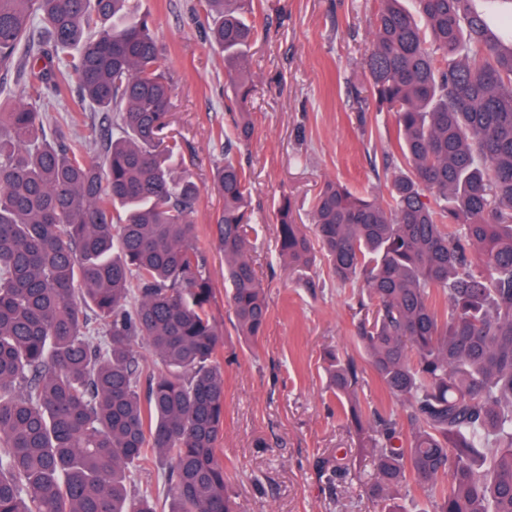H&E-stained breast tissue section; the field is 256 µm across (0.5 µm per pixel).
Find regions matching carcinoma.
<instances>
[{
	"instance_id": "cac0c4a2",
	"label": "carcinoma",
	"mask_w": 512,
	"mask_h": 512,
	"mask_svg": "<svg viewBox=\"0 0 512 512\" xmlns=\"http://www.w3.org/2000/svg\"><path fill=\"white\" fill-rule=\"evenodd\" d=\"M380 2L364 67L396 119L388 199L326 180L308 228L285 197L278 253L293 274L323 263L367 295L356 341L409 410L406 430L353 412L381 512H512V0ZM201 7L242 107L253 0ZM0 71L17 73L0 88V512H235L201 236L224 256L237 336L257 344L270 311L232 141L217 132L222 207L203 232L138 0H0ZM72 94L112 130L76 140L47 124ZM329 376L337 396L359 384L336 355ZM152 467L161 511L139 479ZM412 482L421 497H393Z\"/></svg>"
}]
</instances>
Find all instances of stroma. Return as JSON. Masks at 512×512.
<instances>
[{"label": "stroma", "mask_w": 512, "mask_h": 512, "mask_svg": "<svg viewBox=\"0 0 512 512\" xmlns=\"http://www.w3.org/2000/svg\"><path fill=\"white\" fill-rule=\"evenodd\" d=\"M200 0H140L165 48L173 84L170 121L183 144L187 168L202 189L193 218L212 224L221 206L211 193L213 169L224 161L217 131L233 134L238 111L224 106V60L197 19ZM378 0H261L248 62L254 91L253 123L237 146L246 173L252 224L250 255L270 308L256 348L236 336L231 305L217 296L214 315L224 349L237 359L224 368V457L238 512H377L359 476L373 472L370 449L349 428L347 403L327 388L329 354L354 359L363 408L407 411L385 390L355 340L359 298L311 272L304 287L276 255L282 196L297 223L311 221V199L324 180L385 196L391 172L384 155L396 128L367 92L363 61L373 38ZM353 475L330 480L337 459Z\"/></svg>", "instance_id": "35a3bbf8"}]
</instances>
